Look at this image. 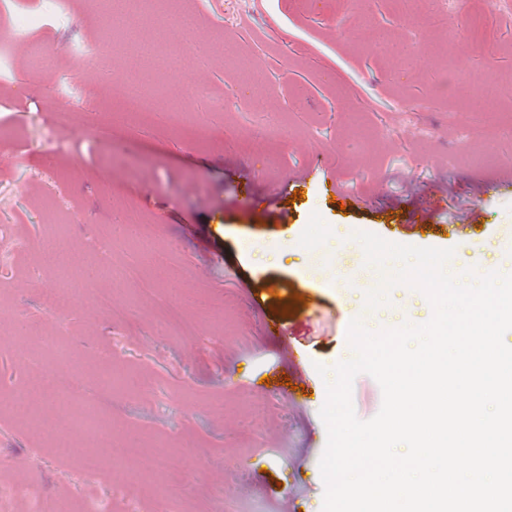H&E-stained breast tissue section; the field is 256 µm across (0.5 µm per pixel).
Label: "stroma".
Listing matches in <instances>:
<instances>
[{"mask_svg": "<svg viewBox=\"0 0 512 512\" xmlns=\"http://www.w3.org/2000/svg\"><path fill=\"white\" fill-rule=\"evenodd\" d=\"M47 63L10 51L0 75V399L31 355L111 428L72 434L47 405L0 412V481L45 512H321L326 385L352 319L426 322L404 286L371 316L364 231L398 244L484 248L512 270V188L483 191L512 160V8L493 0H165L168 66L143 61L111 16L123 0H40ZM181 119L126 112L127 69ZM78 100L60 120L58 102ZM309 170L301 199L246 196ZM358 194L343 210L333 187ZM473 221L454 222L457 204ZM330 263L313 254L335 236ZM276 251V262L259 255ZM67 284L49 310L44 291ZM304 296L311 319L283 305ZM57 336L59 354L38 339ZM70 451L51 455L59 444ZM137 448L135 475L107 447Z\"/></svg>", "mask_w": 512, "mask_h": 512, "instance_id": "stroma-1", "label": "stroma"}]
</instances>
